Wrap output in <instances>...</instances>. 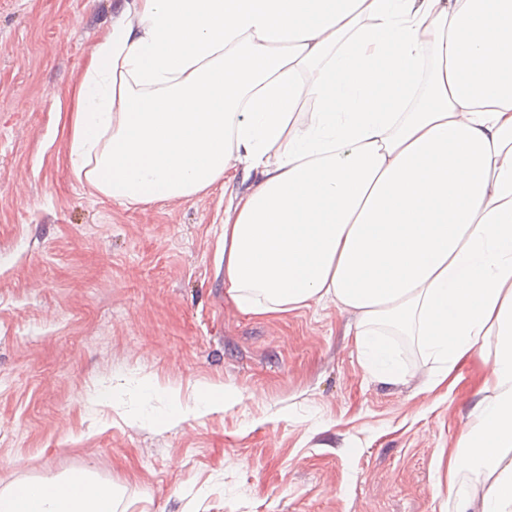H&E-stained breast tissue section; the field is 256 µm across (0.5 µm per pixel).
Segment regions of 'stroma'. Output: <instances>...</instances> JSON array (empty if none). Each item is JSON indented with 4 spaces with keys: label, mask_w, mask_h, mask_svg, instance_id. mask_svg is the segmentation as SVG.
Masks as SVG:
<instances>
[{
    "label": "stroma",
    "mask_w": 512,
    "mask_h": 512,
    "mask_svg": "<svg viewBox=\"0 0 512 512\" xmlns=\"http://www.w3.org/2000/svg\"><path fill=\"white\" fill-rule=\"evenodd\" d=\"M125 4L0 0V489L86 469L115 512H450L438 483L489 363L430 391L410 338L378 381L336 304L227 296L221 186L127 206L76 177L71 114ZM145 376L237 401L142 426L166 408Z\"/></svg>",
    "instance_id": "35a3bbf8"
}]
</instances>
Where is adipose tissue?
<instances>
[{
    "label": "adipose tissue",
    "mask_w": 512,
    "mask_h": 512,
    "mask_svg": "<svg viewBox=\"0 0 512 512\" xmlns=\"http://www.w3.org/2000/svg\"><path fill=\"white\" fill-rule=\"evenodd\" d=\"M78 178L153 204L224 187L226 294L246 313L331 301L374 378L414 337L455 387L491 359L448 454L453 512H512V0H129L72 123ZM477 473L465 482V473ZM81 471L0 512H112Z\"/></svg>",
    "instance_id": "adipose-tissue-1"
}]
</instances>
